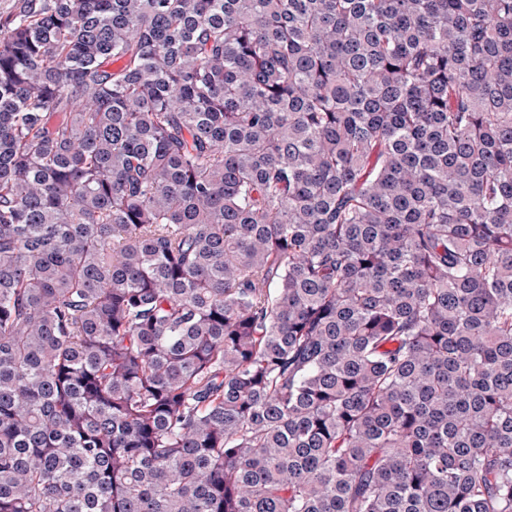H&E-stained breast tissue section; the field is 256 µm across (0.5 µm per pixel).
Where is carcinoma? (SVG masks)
Wrapping results in <instances>:
<instances>
[{"instance_id": "carcinoma-1", "label": "carcinoma", "mask_w": 512, "mask_h": 512, "mask_svg": "<svg viewBox=\"0 0 512 512\" xmlns=\"http://www.w3.org/2000/svg\"><path fill=\"white\" fill-rule=\"evenodd\" d=\"M0 512H512V0H19Z\"/></svg>"}]
</instances>
